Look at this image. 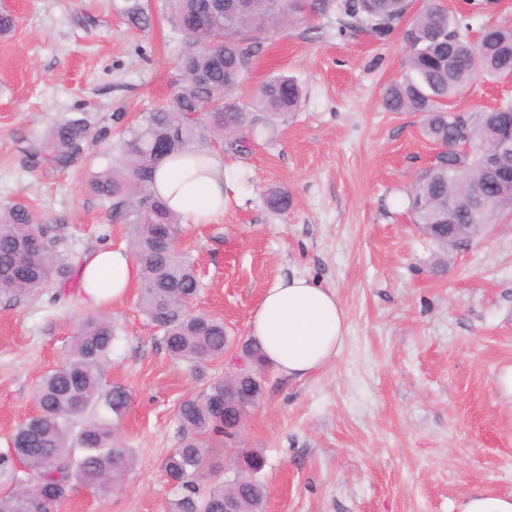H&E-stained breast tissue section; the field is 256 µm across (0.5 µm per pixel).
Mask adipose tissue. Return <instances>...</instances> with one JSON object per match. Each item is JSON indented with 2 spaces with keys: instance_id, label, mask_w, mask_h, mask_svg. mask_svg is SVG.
<instances>
[{
  "instance_id": "1",
  "label": "adipose tissue",
  "mask_w": 512,
  "mask_h": 512,
  "mask_svg": "<svg viewBox=\"0 0 512 512\" xmlns=\"http://www.w3.org/2000/svg\"><path fill=\"white\" fill-rule=\"evenodd\" d=\"M153 188L186 224H210L223 217L234 185L223 159L190 149L155 170ZM83 301L99 308L123 299L137 281L136 259L122 246H101L79 270ZM348 325L334 291L302 276L277 278L266 288L249 323V336L266 361L284 376L301 379L334 361Z\"/></svg>"
}]
</instances>
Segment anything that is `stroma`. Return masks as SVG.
<instances>
[{
  "label": "stroma",
  "instance_id": "1",
  "mask_svg": "<svg viewBox=\"0 0 512 512\" xmlns=\"http://www.w3.org/2000/svg\"><path fill=\"white\" fill-rule=\"evenodd\" d=\"M427 0L385 39L343 29L336 17L269 33L234 98L250 107L267 77L301 85L288 121L247 135L237 151L204 141L233 172L237 192L211 224L176 239L200 288L193 312L220 318L236 344L278 277L334 289L348 335L333 362L295 381L275 367L232 439L210 456L231 478L241 449L262 453L265 512H456L467 493H512V404L495 389L512 365V217L496 219L454 253L447 270L414 224L409 191L432 162L423 116L382 105L408 72L406 33ZM472 29L512 27V0L478 9L443 0ZM126 0H0L13 32L0 37V206L27 202L78 271L96 246L129 245L125 224L88 189L116 161V133L168 105L179 79L181 31L163 20L141 31ZM512 101V78L474 83L450 104L466 113ZM88 120L81 156L66 167L27 164L30 147L71 118ZM288 191L271 212L269 189ZM130 288L103 308L119 332L102 375L130 405L118 425L138 465L112 492L73 484L58 512H169L175 488L163 460L181 434L175 409L223 377L230 358H172ZM94 310L78 288L0 297V453L34 413L35 385L65 356Z\"/></svg>",
  "mask_w": 512,
  "mask_h": 512
}]
</instances>
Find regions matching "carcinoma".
<instances>
[{"label": "carcinoma", "instance_id": "1", "mask_svg": "<svg viewBox=\"0 0 512 512\" xmlns=\"http://www.w3.org/2000/svg\"><path fill=\"white\" fill-rule=\"evenodd\" d=\"M409 6L410 0H241L227 10L221 0H163L162 8L187 36L173 102L121 131L120 166L95 175L90 189L129 226L140 267L139 304L172 357L190 363L218 359L231 339L220 320L188 312L198 281L192 266L168 245L180 221L152 189L155 168L196 147L206 132L222 141L255 126V117L239 106L234 92L269 30L334 12L344 26L382 39ZM124 14L138 29L152 23L143 0H131ZM464 27V20L430 0L408 34L409 75L391 84L383 98L391 112L422 113L424 133L439 148L412 186L410 207L443 267L455 246L475 234L467 225L512 214V182L495 179L490 161L495 135L512 136V104L464 115L447 108L474 81L494 82L512 74V27L486 25L475 43L463 35ZM301 99L297 81L277 74L259 88L252 106L274 123L297 111ZM86 132L83 118L55 126L29 153L30 162L69 165L81 154ZM266 203L283 212L290 199L274 189ZM69 272L29 205L0 206V296L30 298L64 281ZM116 339L107 318L86 317L67 354L42 376L35 390L36 412L16 426L9 452L0 454V476L11 483L0 491V512H53L73 484L107 493L135 469V451L122 446L116 435L130 396L121 387L101 391L102 364ZM241 357L249 364L244 375L227 382L219 378L176 409L182 438L163 462L176 490L170 512H224L226 495L237 512H263L266 488L258 474L265 459L257 451L240 452L232 480L201 485L209 439L231 435L230 428L248 416V395L263 392L261 349L245 343ZM17 462L26 476L14 471Z\"/></svg>", "mask_w": 512, "mask_h": 512}]
</instances>
